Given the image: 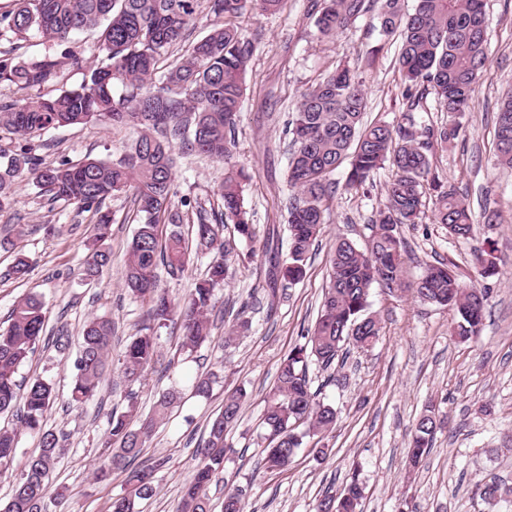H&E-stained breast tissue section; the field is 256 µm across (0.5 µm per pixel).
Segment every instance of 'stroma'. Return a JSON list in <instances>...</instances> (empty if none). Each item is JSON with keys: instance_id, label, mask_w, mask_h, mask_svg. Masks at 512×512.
Here are the masks:
<instances>
[{"instance_id": "35a3bbf8", "label": "stroma", "mask_w": 512, "mask_h": 512, "mask_svg": "<svg viewBox=\"0 0 512 512\" xmlns=\"http://www.w3.org/2000/svg\"><path fill=\"white\" fill-rule=\"evenodd\" d=\"M314 0H286L276 13H248L237 23L245 33L261 32L249 62L236 129L234 161L249 176L248 210L260 232H273L280 254L288 252V195L284 120L301 93L342 61L358 66L368 89L366 121H391L401 109L404 89L393 64L398 44L381 38L362 19L356 28L333 38L318 33L311 9ZM490 19L489 59L476 87L466 134L434 154L442 180L464 193L479 222L472 238L449 236L444 225L423 216L421 223L400 229L408 244L406 275L415 280L425 265H453L461 280L487 289L489 305L478 340L462 342L452 332L450 311L416 301L407 293L372 289L370 309L381 326L373 347L355 350L336 365L335 380L310 364L312 389L335 407L338 420L324 442L329 451L317 457L303 445L293 462L267 469L269 441L261 425L263 399L275 385L284 355L302 343L316 320L327 277V255L337 237L366 244L370 219L384 201L385 176L374 184L345 188L346 168L332 176L338 188L328 202L326 224L301 282L270 294L269 264L251 256L250 244L238 240L233 226L225 238L235 240L231 277L215 292L224 318L210 342L193 353L180 351V332L171 324L159 329V361L137 383L125 382L119 365L107 371L98 398L76 408L66 397L76 373L75 354H60L52 338L65 334L79 340L85 320L105 315L112 321L115 360L143 321L144 307L123 285L124 264L136 222L131 200L119 194L106 201L112 213L107 248L109 264L95 280H85L83 263L93 234L94 217L64 202H49L28 183L16 187L15 203L0 209V329L8 325L13 304L27 294L41 296L48 311L46 335L18 372L19 380L40 377L54 383L58 398L46 414L49 427L67 439L52 475L66 490L63 503L47 500L48 512H112L124 492V472L106 480L94 476L103 452L102 436L113 407L124 406L127 391L137 395L139 412L149 415L159 392L178 390L180 402L147 439L142 462L157 464V492L140 512H175L197 464L195 450L206 425L224 398L238 387L251 395L226 441L233 451L213 478L207 493L212 512H222L225 490L242 489L247 512H313L327 491L342 487L359 471L364 487L361 512H512V168L497 162L495 122L503 93L512 89V0H486ZM133 137L131 129L103 119L87 125L44 131L31 137L35 154L46 161L120 157ZM224 167L199 156L177 160L178 194L203 208L219 204ZM493 223H482L484 210ZM25 252L32 270L21 280L8 274L16 252ZM485 252L497 263L484 278L475 261ZM249 304L252 326L232 346L224 331L242 304ZM215 372L210 397L194 396L190 384L200 370ZM435 406L445 419L429 454L416 469L407 466L408 444L419 416ZM499 477L505 489L497 501H483L478 488Z\"/></svg>"}]
</instances>
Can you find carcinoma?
I'll return each instance as SVG.
<instances>
[{
	"instance_id": "cac0c4a2",
	"label": "carcinoma",
	"mask_w": 512,
	"mask_h": 512,
	"mask_svg": "<svg viewBox=\"0 0 512 512\" xmlns=\"http://www.w3.org/2000/svg\"><path fill=\"white\" fill-rule=\"evenodd\" d=\"M199 0H15L0 14V25L15 35L28 33L55 44L68 43L93 30L94 58L72 50L69 64L84 71L76 89L58 94L23 97L0 109V130L21 142L8 154L0 149V207L14 201L15 186L31 182L53 203L64 201L78 211L94 210L96 244L85 258V272L94 278L109 262L102 247L112 224L102 211L112 196L125 193L136 207L138 223L128 247L124 270L127 291L146 306V323L125 346L121 370L125 381L138 382L158 361L155 328L173 319L182 332L181 348L194 352L211 335V312L217 288L229 274L233 246L224 240V227L234 225L238 236L258 242L256 225L245 206L247 175L233 165L237 149L236 119L243 97L245 76L254 42L235 20L248 11L275 13L285 0H205L208 11L224 23L214 24L203 37L187 41L188 26ZM385 39L398 37L396 59L402 94L399 118L392 122L363 120L366 91L358 67L339 64L319 83L306 89L295 112L287 116L284 133L290 138L288 183L293 188L285 202L289 249L286 259H274L273 283L288 286L305 275L309 253L322 234L326 202L333 193L331 175L349 165L346 187L362 188L379 170L389 168L385 201L371 219L372 234L361 248L344 237L336 239L328 257L329 281L323 289L320 311L306 342L294 346L282 359L277 383L265 397L262 424L271 439L266 463L285 468L308 437L331 431L336 410L311 390L308 362L328 370L347 347L366 349L380 336V324L370 311L371 288L410 292L423 304L446 308L453 314V334L462 342L481 334L488 292L464 284L445 263L429 265L414 281L406 279V245L400 228L421 222L426 187L435 192L432 223L444 224L448 234L468 239L477 224L469 204L454 184H444L434 167L432 150L464 136L462 118L471 110L476 86L488 60L489 18L485 0H323L315 26L324 37L344 34L365 17ZM186 46L174 58L173 49ZM59 78V63L50 56L15 61L0 56V82L20 91L41 90ZM121 88L115 94V88ZM448 113L437 125L425 118L432 112ZM109 118L114 126L136 130L127 151L118 159L68 160L47 165L23 144L35 132L86 125ZM498 161L512 167V91L496 116ZM206 156L224 163V182L218 195L221 208L196 211V248L211 254L203 279L176 304L160 287L159 269L172 278L186 270L191 247L186 243L175 209V151ZM248 306L236 314L225 332L232 344L251 321ZM46 322L43 302L26 296L14 303L9 326L0 332V414L20 408V427H0V474L13 468L20 436L37 438L36 451L22 464L24 478L13 486L10 500L0 512H42L49 479L57 464L63 433L47 426L44 415L56 399L51 382L34 378L22 385L18 369L34 353ZM112 342V321L93 316L85 324L75 360L76 374L70 403L95 399L107 366ZM216 376L201 372L192 383L198 397L211 395ZM179 399L175 390L156 399L152 413L140 415L135 393L113 411L102 445L110 449L96 470L101 479L114 468L126 473L127 494L113 502V512H138L136 503L156 492L155 467L132 466L143 453L146 439ZM248 401L238 387L224 398L222 410L211 419L207 438L198 445V463L185 487L176 512H211L207 488L224 467L225 438L239 420ZM443 421L428 407L414 427L408 464L416 467L433 447ZM362 487L352 475L339 492H327L315 512H357ZM223 512H245L242 491L224 493Z\"/></svg>"
}]
</instances>
